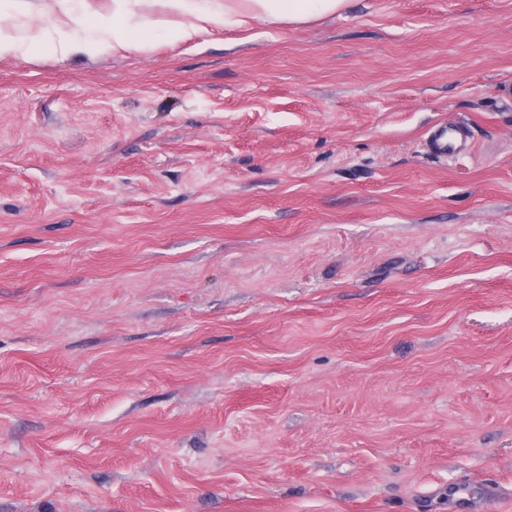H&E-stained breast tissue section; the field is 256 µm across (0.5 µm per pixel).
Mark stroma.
Segmentation results:
<instances>
[{"label":"stroma","mask_w":512,"mask_h":512,"mask_svg":"<svg viewBox=\"0 0 512 512\" xmlns=\"http://www.w3.org/2000/svg\"><path fill=\"white\" fill-rule=\"evenodd\" d=\"M111 11L0 0V512H512V0ZM149 0H113L112 19L96 18L86 37L61 30L49 36L44 46L61 54L109 48L112 52L135 45H148L165 31L174 38L192 41L214 27L236 30L254 22L300 25L343 12L350 0H152L164 8L161 16L149 18L142 7ZM469 133L463 125L448 126V123L435 124L429 130L426 140L427 152L438 158L448 156L467 149L470 142Z\"/></svg>","instance_id":"1"}]
</instances>
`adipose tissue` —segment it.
Here are the masks:
<instances>
[{"label": "adipose tissue", "mask_w": 512, "mask_h": 512, "mask_svg": "<svg viewBox=\"0 0 512 512\" xmlns=\"http://www.w3.org/2000/svg\"><path fill=\"white\" fill-rule=\"evenodd\" d=\"M161 16L144 15L145 0H112L111 18L93 21L90 33L76 37L65 31L48 37L47 49L61 54L109 48L119 52L149 44L157 32L190 41L214 27L236 30L254 22L300 25L343 12L349 0H160Z\"/></svg>", "instance_id": "1"}]
</instances>
